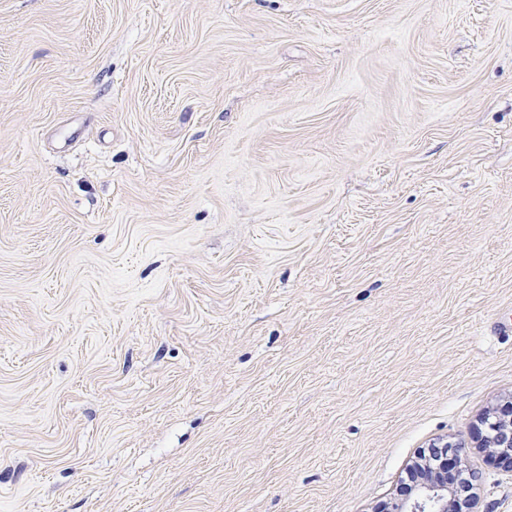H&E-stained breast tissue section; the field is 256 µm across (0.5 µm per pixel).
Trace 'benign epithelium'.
Here are the masks:
<instances>
[{"instance_id": "7a95c632", "label": "benign epithelium", "mask_w": 512, "mask_h": 512, "mask_svg": "<svg viewBox=\"0 0 512 512\" xmlns=\"http://www.w3.org/2000/svg\"><path fill=\"white\" fill-rule=\"evenodd\" d=\"M481 445L493 442L490 448L496 465L512 473V409L502 413L489 412L480 420L476 432ZM463 446L460 443H447L444 450L421 455L415 468H429L431 462L439 463L441 480H423L416 486L415 496L405 502H393L384 506L383 512H470L474 492V475L463 476L457 469L458 458Z\"/></svg>"}]
</instances>
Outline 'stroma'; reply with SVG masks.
I'll use <instances>...</instances> for the list:
<instances>
[{"instance_id":"35a3bbf8","label":"stroma","mask_w":512,"mask_h":512,"mask_svg":"<svg viewBox=\"0 0 512 512\" xmlns=\"http://www.w3.org/2000/svg\"><path fill=\"white\" fill-rule=\"evenodd\" d=\"M504 321L512 0H0V512H512ZM512 409L502 413L489 412L481 420L477 428L476 439L482 446L488 441V447L496 465L506 472L512 473ZM487 447V446H485ZM464 447L461 443L448 442L440 452L432 451L428 457L425 453L421 455L423 463L416 462L414 470L432 468L431 461L439 462L441 480L419 482L412 500L386 504L383 512H470L475 499V477L473 474L463 477V470L456 469Z\"/></svg>"}]
</instances>
